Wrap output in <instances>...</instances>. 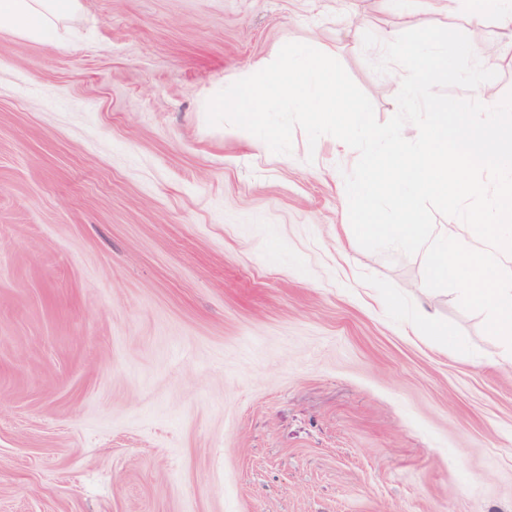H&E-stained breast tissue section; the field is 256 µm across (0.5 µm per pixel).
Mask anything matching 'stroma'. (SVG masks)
I'll return each mask as SVG.
<instances>
[{"label": "stroma", "instance_id": "1", "mask_svg": "<svg viewBox=\"0 0 512 512\" xmlns=\"http://www.w3.org/2000/svg\"><path fill=\"white\" fill-rule=\"evenodd\" d=\"M431 25L503 40L455 0H82L54 44L0 33V512H512L484 315L358 244L332 136L206 121L288 40L387 121L353 31ZM494 69L449 95L504 97Z\"/></svg>", "mask_w": 512, "mask_h": 512}]
</instances>
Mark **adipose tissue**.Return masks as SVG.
Listing matches in <instances>:
<instances>
[{
    "label": "adipose tissue",
    "instance_id": "ef3b65f1",
    "mask_svg": "<svg viewBox=\"0 0 512 512\" xmlns=\"http://www.w3.org/2000/svg\"><path fill=\"white\" fill-rule=\"evenodd\" d=\"M81 8V0H0V32L34 41L60 37L63 22Z\"/></svg>",
    "mask_w": 512,
    "mask_h": 512
}]
</instances>
